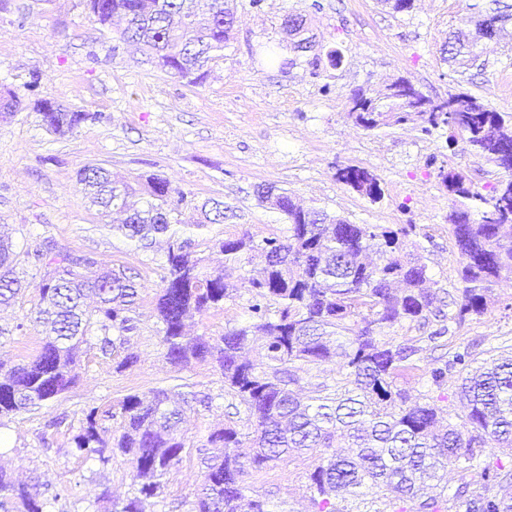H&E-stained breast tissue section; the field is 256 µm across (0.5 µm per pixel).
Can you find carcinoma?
Masks as SVG:
<instances>
[{
  "instance_id": "1",
  "label": "carcinoma",
  "mask_w": 512,
  "mask_h": 512,
  "mask_svg": "<svg viewBox=\"0 0 512 512\" xmlns=\"http://www.w3.org/2000/svg\"><path fill=\"white\" fill-rule=\"evenodd\" d=\"M88 8L103 27L123 22L113 40L140 45L154 67L192 86L207 79L236 21L225 0H88ZM467 10L465 22L473 30L448 34L443 48L448 60L460 65L485 50V23L512 22L509 0H470ZM306 24L300 13L283 19L291 65L317 51ZM35 109L58 135L107 119L55 99H44ZM348 114L372 133L409 124L425 134L446 128L450 138L461 137L508 173L483 194L460 172L440 171L448 197L460 203L449 214L462 261L463 287L454 313L436 305L427 266L407 250L404 228L352 224L321 208L302 207L286 190L261 186L259 200L284 216L286 234L211 238L224 255V265L214 268L195 250V238L224 223L223 204L201 207L203 218L191 222L182 218L184 194L158 174L144 176L137 189L112 179L102 166L77 172L102 214L125 215L112 232L144 251L157 237H167L154 307L163 356L179 368L209 360L223 382L217 395L183 393L179 406L164 388L126 396L104 412L120 421L110 443L100 435L98 410L86 414L73 438L77 450L102 464L119 453L132 467L136 493L112 501V512H143L142 499L163 495L167 475L186 448L180 429L184 408L209 411L218 397L244 416L248 431L225 425L210 432L198 449L203 481L190 512H273L263 498L246 500L242 475L248 466L294 454L314 459L308 479L317 512H348V502L362 499L366 489L378 500L404 503L401 512H512V470L499 458L482 459L491 444L512 455V354L474 369V354L466 348L430 371L438 389L449 372L462 374L460 422L443 426L436 400L444 396L410 404L408 393L396 385L401 373L417 368L421 348L377 339L384 329L410 321L423 328L435 324L427 340L441 342L449 324L482 315L495 285L512 278V119L462 90L419 109L391 88L379 99L358 90ZM336 177L373 200L381 195L378 179L366 168L345 166ZM5 228L0 225V307L14 304L22 288ZM26 256L30 270L41 277L34 323L44 338L31 361L9 368L0 361L1 418L66 392L78 378L77 362L94 349L116 357L119 372L138 361L128 351L141 324L136 275L122 265L106 266L91 253L62 250L52 240ZM256 258L259 275L241 274L243 264ZM242 289L249 294L248 324L216 338L187 332L188 318L224 307ZM257 341L265 350L259 362L248 356ZM335 359L345 377L301 396L300 373ZM450 467L473 471L476 489L465 484L450 499L426 495ZM60 499L50 480L17 482L0 469V512H53Z\"/></svg>"
}]
</instances>
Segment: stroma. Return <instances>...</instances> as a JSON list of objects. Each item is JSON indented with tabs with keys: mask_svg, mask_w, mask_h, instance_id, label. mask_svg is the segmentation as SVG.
I'll return each instance as SVG.
<instances>
[{
	"mask_svg": "<svg viewBox=\"0 0 512 512\" xmlns=\"http://www.w3.org/2000/svg\"><path fill=\"white\" fill-rule=\"evenodd\" d=\"M229 0L237 16L233 36L211 64L203 86L157 71L134 47L114 44L111 30L90 16L85 0H0V91L14 90L23 105L0 120V224L12 225L18 261L43 237L59 246L89 252L108 266L124 265L139 273L141 331L134 340L137 363L116 371L111 358L89 352L80 378L68 392L40 408L0 419L8 443L0 447V466L15 477H49L66 490L63 506L80 499L97 512H109L102 490L126 496L131 465L114 455L108 464L85 461L74 435L84 411L108 410L132 393L156 388L218 391L221 377L212 364L194 362L175 369L166 362L151 315L160 285L163 246L148 252L113 235L108 219L91 205L76 172L101 165L131 180L157 173L186 195L184 213L208 199L223 201L229 213L212 225L211 235L255 237L283 235L287 224L277 211L261 205L258 186H274L353 224L410 227L409 243L428 268L437 294L456 299L461 286L460 255L448 215L452 204L438 172L453 168L480 191L503 172L462 141H449L447 129L422 133L407 125L372 134L348 116L349 99L358 89L380 93L404 77L428 96L466 89L504 116L512 115V28L464 71L444 58L450 30L466 16L462 0H414L411 11L394 13L382 0ZM305 14L323 50L342 54L340 66L300 62L281 66L289 52L282 46L283 18ZM55 98L72 109L102 112V123H85L73 134L48 132L37 100ZM357 165L374 173L380 199L339 182L338 168ZM38 279L27 278L15 305L0 311V358L13 364L33 359L43 335L29 316L38 301ZM246 298L225 301L223 308L195 316L192 333L217 337L247 322ZM383 339L420 346L419 368L398 378L412 397L443 394L440 406L450 422L461 408L455 398L457 373L433 388L429 371L441 353L473 346L480 359L512 350V279L494 290L484 315L451 328L444 349L425 343L409 322L389 329ZM62 416L59 428L49 419ZM228 411L217 406L187 410L183 429L186 450L180 466L167 477L162 499L149 500L147 512H189L203 472L197 450ZM310 461L288 459L248 469L249 495L272 501L276 512H315L307 472Z\"/></svg>",
	"mask_w": 512,
	"mask_h": 512,
	"instance_id": "35a3bbf8",
	"label": "stroma"
}]
</instances>
